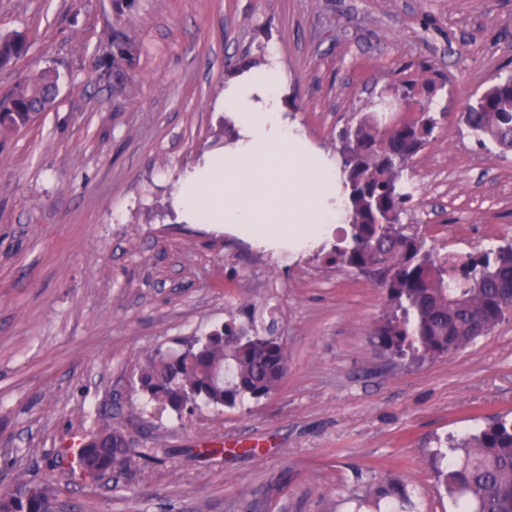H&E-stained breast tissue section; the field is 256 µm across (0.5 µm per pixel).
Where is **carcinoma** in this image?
Segmentation results:
<instances>
[{"label": "carcinoma", "mask_w": 512, "mask_h": 512, "mask_svg": "<svg viewBox=\"0 0 512 512\" xmlns=\"http://www.w3.org/2000/svg\"><path fill=\"white\" fill-rule=\"evenodd\" d=\"M137 0H113L112 56L102 76L122 83L136 55L126 26ZM25 35H0V67L27 54ZM60 75L44 70L25 77L0 96V132L20 130L50 107ZM444 76L430 65L381 89L379 97L401 106L385 124L365 115L338 135L336 154L349 188L346 203L349 242L337 243L333 260L356 269L386 289L394 314L377 329L378 343L396 355L403 344H418L426 354L464 347L492 330L512 311V243L474 253L441 254L402 231L401 215L413 193L403 172L438 128L431 110ZM461 120L480 144L512 149V77L491 84L467 103ZM277 324H236L194 336L178 350L157 349L145 358L135 382L162 411L177 419L206 407L234 408L248 399L269 397L288 371V348ZM163 449L128 446L124 433L105 419L74 449L76 469L93 480L136 478ZM451 512H512V417L499 416L433 454ZM57 490L48 483L20 478L0 492V512H50ZM355 512H409L413 489L389 476L352 498Z\"/></svg>", "instance_id": "cac0c4a2"}]
</instances>
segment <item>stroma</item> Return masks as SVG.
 <instances>
[{"instance_id":"1","label":"stroma","mask_w":512,"mask_h":512,"mask_svg":"<svg viewBox=\"0 0 512 512\" xmlns=\"http://www.w3.org/2000/svg\"><path fill=\"white\" fill-rule=\"evenodd\" d=\"M112 18V0H0V34L29 42L0 95L60 74L53 107L0 135V491L50 483L58 512H350L397 475L420 512H448L431 455L512 413V315L456 351L393 357L374 337L384 288L315 248L275 255L237 226L186 223L173 198L232 138L224 85L246 60L278 56L289 117L329 154L426 62L445 87L404 173L405 231L441 253L512 241V152L460 120L512 75V0H138L122 91L98 78ZM269 311L288 346L272 396L180 421L134 390L156 349ZM98 415L164 455L129 482L72 477L60 453ZM210 441L223 453L200 457Z\"/></svg>"}]
</instances>
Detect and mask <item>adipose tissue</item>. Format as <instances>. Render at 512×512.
Segmentation results:
<instances>
[{
	"label": "adipose tissue",
	"instance_id": "obj_1",
	"mask_svg": "<svg viewBox=\"0 0 512 512\" xmlns=\"http://www.w3.org/2000/svg\"><path fill=\"white\" fill-rule=\"evenodd\" d=\"M282 80L272 60L225 86L224 109L240 139L224 156H203L180 176L176 206L191 223L259 226L298 246L310 231L341 219L340 170L289 119Z\"/></svg>",
	"mask_w": 512,
	"mask_h": 512
}]
</instances>
